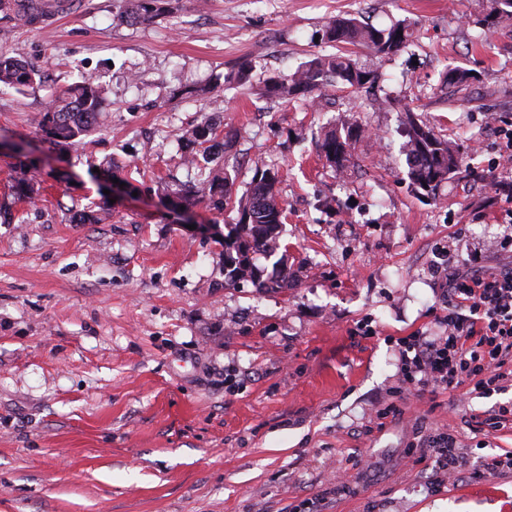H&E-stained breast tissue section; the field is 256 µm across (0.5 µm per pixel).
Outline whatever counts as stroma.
Segmentation results:
<instances>
[{
	"instance_id": "1",
	"label": "stroma",
	"mask_w": 512,
	"mask_h": 512,
	"mask_svg": "<svg viewBox=\"0 0 512 512\" xmlns=\"http://www.w3.org/2000/svg\"><path fill=\"white\" fill-rule=\"evenodd\" d=\"M483 17L482 0H173L133 23L124 0H85L41 30L0 11V55L45 76L0 84V138L24 147L0 150V512H512V469H483L512 453V423L480 426L512 385L400 391L395 344L439 313L448 251L466 274L512 264V171L497 166L512 21ZM337 18L406 26L401 51L361 54L374 87L313 101L225 83L244 62L259 80L338 53L323 36ZM86 73L106 87L103 126L57 149L32 118ZM408 110L469 170L432 196L406 176ZM344 116L369 133L341 171L318 139ZM207 118L232 196L256 168L281 176L289 287L225 286L234 212L174 201L195 177L182 136ZM105 200L110 220L81 222ZM420 432L456 439L435 487Z\"/></svg>"
}]
</instances>
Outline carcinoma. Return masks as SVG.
<instances>
[{
	"label": "carcinoma",
	"instance_id": "carcinoma-1",
	"mask_svg": "<svg viewBox=\"0 0 512 512\" xmlns=\"http://www.w3.org/2000/svg\"><path fill=\"white\" fill-rule=\"evenodd\" d=\"M127 18L133 22L152 20L169 10L168 0H128ZM512 19V0H485L484 23L493 27ZM329 42L361 47L376 54H394L406 44L408 32L405 26L395 24L388 29L363 26L352 18H338L325 30ZM41 75L22 56H0V83L22 91L37 83ZM378 79L376 72L363 67L350 54L339 53L317 56L291 76L274 75L263 82L260 95H274L282 99L297 94L312 97L321 95L334 84L343 89L359 90L372 87ZM104 99L99 78L86 74L71 87L58 92L51 105L35 118L36 128L53 146L67 148L82 136L99 126ZM408 141L405 163L407 177L415 190L428 194L460 172L462 158L456 144L434 133L415 116L406 113ZM368 128L356 120L340 123V126L324 132L320 149L326 160L340 169L345 168L358 140ZM215 127L206 121L188 133V141L203 148L201 154L189 157V163L198 169V184L190 195L176 193L180 204L193 206L205 204L222 211L230 207L246 219L237 222L224 237V284L234 286L249 281L254 287L286 288L295 281L296 273L288 268L283 259L273 263L271 274L265 276L254 264V258L262 255L269 259L280 248L283 224V205L276 188L277 173L257 169L246 193L234 199L228 193L230 173L224 159V149L214 143ZM35 183L20 170L15 179L16 195L25 198L34 193Z\"/></svg>",
	"mask_w": 512,
	"mask_h": 512
}]
</instances>
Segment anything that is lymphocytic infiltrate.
I'll return each mask as SVG.
<instances>
[{"mask_svg": "<svg viewBox=\"0 0 512 512\" xmlns=\"http://www.w3.org/2000/svg\"><path fill=\"white\" fill-rule=\"evenodd\" d=\"M445 279L437 332L396 341L403 382L434 396L467 383L485 397L503 391L502 367L512 357V268L475 276L451 270Z\"/></svg>", "mask_w": 512, "mask_h": 512, "instance_id": "1", "label": "lymphocytic infiltrate"}]
</instances>
